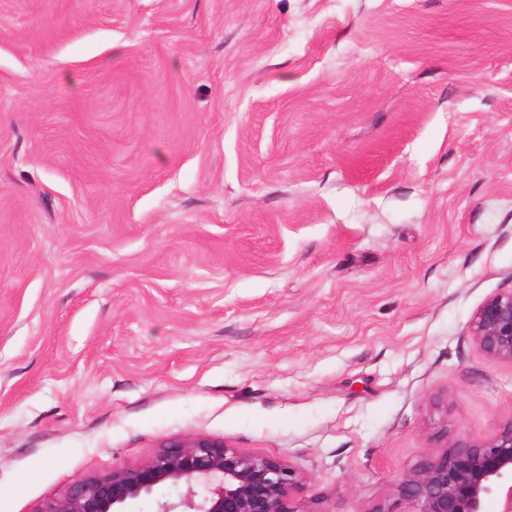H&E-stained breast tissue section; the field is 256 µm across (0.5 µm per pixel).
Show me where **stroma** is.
Segmentation results:
<instances>
[{"label": "stroma", "instance_id": "stroma-1", "mask_svg": "<svg viewBox=\"0 0 512 512\" xmlns=\"http://www.w3.org/2000/svg\"><path fill=\"white\" fill-rule=\"evenodd\" d=\"M510 288L512 0H0V512L196 435L399 512Z\"/></svg>", "mask_w": 512, "mask_h": 512}]
</instances>
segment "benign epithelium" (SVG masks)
Here are the masks:
<instances>
[{
	"mask_svg": "<svg viewBox=\"0 0 512 512\" xmlns=\"http://www.w3.org/2000/svg\"><path fill=\"white\" fill-rule=\"evenodd\" d=\"M485 356L512 363V289L488 296L471 321ZM306 478L280 460L244 454L206 436L177 437L149 458L93 474L39 512H127V505L161 487L178 492L157 512H301ZM398 495L406 512H485L495 499L512 512V419L485 437H450L404 474Z\"/></svg>",
	"mask_w": 512,
	"mask_h": 512,
	"instance_id": "1",
	"label": "benign epithelium"
}]
</instances>
